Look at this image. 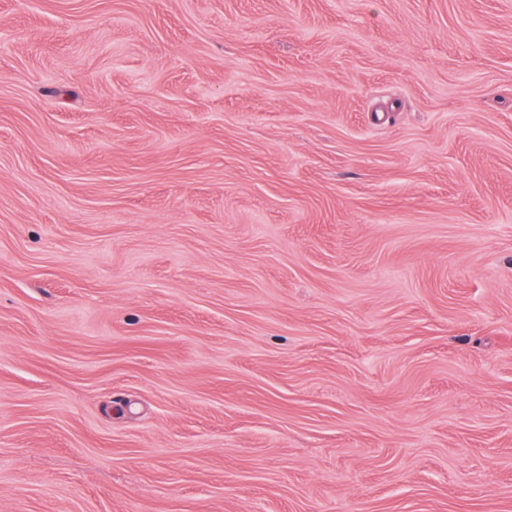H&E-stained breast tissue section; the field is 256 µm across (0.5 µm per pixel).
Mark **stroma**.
<instances>
[{
	"label": "stroma",
	"instance_id": "1",
	"mask_svg": "<svg viewBox=\"0 0 512 512\" xmlns=\"http://www.w3.org/2000/svg\"><path fill=\"white\" fill-rule=\"evenodd\" d=\"M0 512H512V0H0Z\"/></svg>",
	"mask_w": 512,
	"mask_h": 512
}]
</instances>
